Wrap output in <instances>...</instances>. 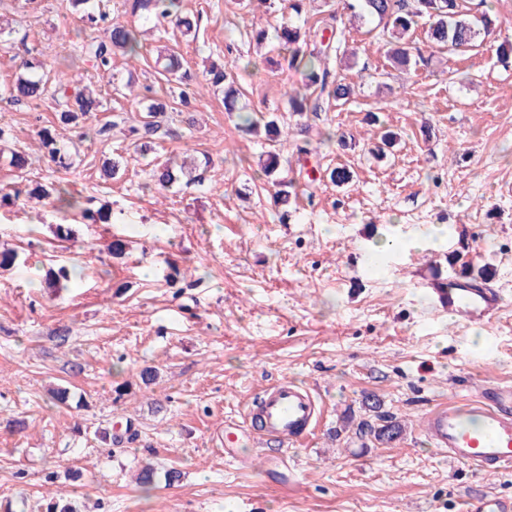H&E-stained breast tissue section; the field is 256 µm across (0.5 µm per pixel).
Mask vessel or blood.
<instances>
[{
  "mask_svg": "<svg viewBox=\"0 0 512 512\" xmlns=\"http://www.w3.org/2000/svg\"><path fill=\"white\" fill-rule=\"evenodd\" d=\"M431 309L465 325L488 324L500 313L501 293L486 283L454 276L444 284L429 280ZM321 415L316 397L295 383L282 380L268 386L259 407L248 409L244 422L225 421L214 435L227 457L251 442L261 447L273 435L286 445L305 442L318 432ZM422 432L438 452L456 465L476 472L512 468V384L493 383L478 388L466 402H441L427 412ZM465 512H512V503L495 494L465 502Z\"/></svg>",
  "mask_w": 512,
  "mask_h": 512,
  "instance_id": "vessel-or-blood-1",
  "label": "vessel or blood"
}]
</instances>
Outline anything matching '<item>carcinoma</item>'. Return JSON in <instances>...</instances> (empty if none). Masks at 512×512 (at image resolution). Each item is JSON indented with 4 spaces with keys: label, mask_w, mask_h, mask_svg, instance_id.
Wrapping results in <instances>:
<instances>
[{
    "label": "carcinoma",
    "mask_w": 512,
    "mask_h": 512,
    "mask_svg": "<svg viewBox=\"0 0 512 512\" xmlns=\"http://www.w3.org/2000/svg\"><path fill=\"white\" fill-rule=\"evenodd\" d=\"M125 6L133 17L153 22L157 29L165 24L187 35L194 29L193 20L186 15L184 0H125ZM343 9L353 18L369 17L382 25L381 33L386 37L389 49L386 60L388 65L401 71L417 73L429 65V57L409 40L410 32L420 19H426L431 25L426 32L427 41L448 47V49L466 53L487 45L498 28V17L489 8L487 0H344ZM92 24H106L105 36L97 43L85 47V54L93 58L97 68L108 73L112 69V56L120 55L133 62L142 54L141 31L134 25H125L109 19L107 12L86 13ZM277 38L279 50L288 63V69L299 71L304 83L289 89L285 93V111L291 117H302L311 111L313 96L326 97L338 103L345 102L352 94L351 86L342 82L330 68V60L337 54L339 45L345 39L344 27L337 14L331 12L317 21L315 27L296 24L293 21L278 26ZM256 66L250 58L239 57L224 65L211 64L207 70V81L211 86L224 92V111L236 113L237 126L247 133L264 130L268 139L277 143L282 136L279 122L275 119L261 122L252 112L239 106L237 72ZM48 92L44 76L35 72V66L16 76L15 80L0 88V93L9 96L13 102L36 100ZM59 111V120L64 125H76L87 113L100 107L101 101L90 87L83 83V75L76 73L71 79L59 84L52 93ZM166 105L153 101L145 106L146 115L140 127H132L129 132L136 134L144 130L154 136L162 129L160 117ZM42 146L58 166L68 169L71 162L67 153L57 146V139L49 131L42 133ZM204 163L193 162L191 167L176 168L165 163L156 172L159 188L166 189L180 180L188 171L197 170ZM30 198L43 196V189L37 186L31 190L22 188L16 182L10 190L0 195V203L8 204L21 195ZM59 209L75 211L90 224L109 221L111 213L101 208L92 211L85 206L84 198L73 195L68 189L57 190ZM72 271L62 266L56 272H49L47 287L59 292L69 288Z\"/></svg>",
    "instance_id": "obj_1"
}]
</instances>
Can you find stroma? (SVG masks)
<instances>
[{"mask_svg":"<svg viewBox=\"0 0 512 512\" xmlns=\"http://www.w3.org/2000/svg\"><path fill=\"white\" fill-rule=\"evenodd\" d=\"M287 5L187 0L195 36L148 41L135 63L113 56L103 79L81 54L102 37L83 13L65 0H0L14 29L0 49V86L25 63L72 55L101 100L72 128L52 98L0 96V188L17 180L8 152H25L29 179L124 218L83 224L50 196L0 208V247L20 256L0 271V503L12 512H39L60 492L80 512H462L470 495L512 498V471L450 464L420 434L436 403L512 381V67L484 48L439 50L427 72L407 75L387 67L375 21H348L335 70L353 94L304 115L309 154L281 148L276 177L294 196L282 206L257 176L271 143L241 131L222 95L181 106V84L156 58L179 52L202 82L205 65L225 54L255 57L252 28L274 30ZM280 60L272 47L240 72L250 111L276 114L285 86L301 84ZM126 83L130 92L115 94ZM151 99L167 105L168 134L140 151L129 128ZM109 122L110 138L96 136ZM47 129L71 148L70 169L40 150ZM385 129L399 139L379 159ZM116 156L122 170L103 178ZM187 156L209 159L203 183L151 189L157 163ZM341 164L354 179L338 187L329 171ZM60 223L69 238L58 237ZM433 225L448 229L440 245L403 248L371 267L381 235L422 236ZM116 239L123 255L111 252ZM57 263L82 274L59 294L41 284ZM464 263L503 291L490 325L460 326L427 304L434 268L449 275ZM146 367L158 372L149 385L139 377ZM283 379L323 404L318 434L285 451L243 446V465L225 459L216 429ZM57 386L87 408L55 403ZM380 416L400 429L387 443L359 433ZM128 421L134 441L99 439ZM148 463L183 476L144 491L136 475Z\"/></svg>","mask_w":512,"mask_h":512,"instance_id":"1","label":"stroma"}]
</instances>
